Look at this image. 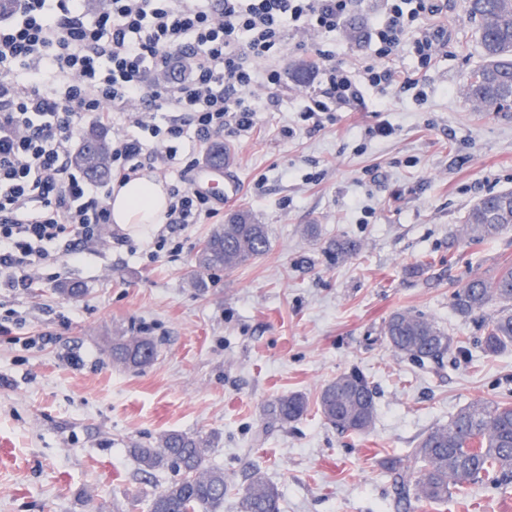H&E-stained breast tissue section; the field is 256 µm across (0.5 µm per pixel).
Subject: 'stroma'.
<instances>
[{
    "mask_svg": "<svg viewBox=\"0 0 512 512\" xmlns=\"http://www.w3.org/2000/svg\"><path fill=\"white\" fill-rule=\"evenodd\" d=\"M382 9V0H357L336 31L287 32L281 87L254 91L257 129L247 139L220 135L236 155L237 197L214 221L179 231V255H151L150 240L116 225L125 245L90 244L28 290L0 291V318L10 319L0 332V512H148L173 475L140 471L128 448L173 430L214 436L224 512L255 469L279 488L281 512H403L386 461L474 400H512V352L485 355L484 315L453 309L456 290L512 263V229L493 240L456 237L477 200L512 190V109L475 111L461 90L483 62L465 0H448L438 19L447 54L420 70L408 53L394 61L416 74L426 102L368 87L360 111L337 113L321 130L300 118L318 79L295 81L296 64L322 47L361 72ZM381 124L393 134L367 136ZM239 209L269 225L268 252L192 287L201 243ZM308 224L318 225L317 240L304 236ZM336 238L358 251L326 253ZM71 282L82 297L64 295ZM402 311L454 331L463 351L422 365L396 356L382 328ZM130 332L157 343L144 369L115 367L105 352ZM27 336L39 344L22 347ZM352 369L375 392L365 435L339 433L316 404ZM291 392L305 394L307 414L266 423V405ZM410 512H512V484Z\"/></svg>",
    "mask_w": 512,
    "mask_h": 512,
    "instance_id": "35a3bbf8",
    "label": "stroma"
}]
</instances>
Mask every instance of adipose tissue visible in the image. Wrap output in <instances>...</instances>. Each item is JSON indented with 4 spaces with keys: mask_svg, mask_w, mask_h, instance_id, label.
Here are the masks:
<instances>
[{
    "mask_svg": "<svg viewBox=\"0 0 512 512\" xmlns=\"http://www.w3.org/2000/svg\"><path fill=\"white\" fill-rule=\"evenodd\" d=\"M169 202L163 183L136 177L123 184L113 185L109 206L114 224L137 225L148 231L163 223Z\"/></svg>",
    "mask_w": 512,
    "mask_h": 512,
    "instance_id": "ef3b65f1",
    "label": "adipose tissue"
}]
</instances>
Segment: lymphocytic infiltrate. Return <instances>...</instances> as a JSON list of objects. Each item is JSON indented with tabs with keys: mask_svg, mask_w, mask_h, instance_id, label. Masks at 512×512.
<instances>
[{
	"mask_svg": "<svg viewBox=\"0 0 512 512\" xmlns=\"http://www.w3.org/2000/svg\"><path fill=\"white\" fill-rule=\"evenodd\" d=\"M85 0H13L0 19V288L31 287L47 265L74 261L79 246L98 241L112 222L110 184H96L71 164L86 118L113 126L110 167L118 181L173 166L190 172L177 142L213 134L248 136L258 125L256 88L273 90V65L287 27L339 28L353 0H108L87 20ZM439 0H384L369 36L376 61L360 75L318 50L319 84L302 109L309 130L334 113L353 112L371 86L414 92L391 63L410 45L420 68L446 48L428 20ZM166 230L216 216L212 199L193 187L169 188Z\"/></svg>",
	"mask_w": 512,
	"mask_h": 512,
	"instance_id": "lymphocytic-infiltrate-1",
	"label": "lymphocytic infiltrate"
}]
</instances>
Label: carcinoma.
<instances>
[{"mask_svg":"<svg viewBox=\"0 0 512 512\" xmlns=\"http://www.w3.org/2000/svg\"><path fill=\"white\" fill-rule=\"evenodd\" d=\"M469 17L478 23L484 64L465 78L462 92L480 112H499L512 107V0H466ZM108 131L91 126L83 131L72 163L95 181L110 174ZM512 227V191L490 194L467 212L459 229L463 239H491ZM270 247L268 225L255 222L251 213L239 210L216 226L196 260L191 283L206 286L204 276L232 270L266 254ZM492 304L499 309L482 326L479 342L489 356L512 349V265L499 268L489 279L474 278L453 294V308L460 316L483 313ZM383 335L397 355L414 360L439 361L459 348L461 340L434 321L410 312L389 317ZM156 354L148 336H115L110 355L118 366L142 367ZM318 410L338 431L361 435L376 419L373 389L357 370L336 376L318 397ZM301 393L282 395L266 407L268 422L291 424L308 412ZM210 435L173 431L154 446L129 449L140 469L168 470L174 474L153 496L148 512H223L224 471L209 463ZM413 466L395 461L391 473L399 500L438 503L454 492L472 486L498 488L512 482V402L477 400L458 411L448 424L422 436L409 449ZM278 487L258 471L238 493L235 512H280Z\"/></svg>","mask_w":512,"mask_h":512,"instance_id":"1","label":"carcinoma"}]
</instances>
